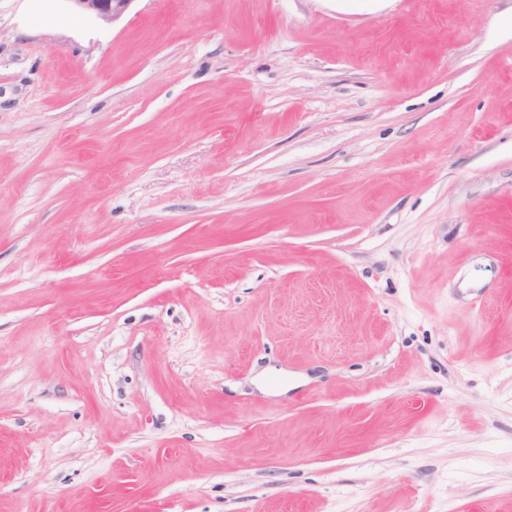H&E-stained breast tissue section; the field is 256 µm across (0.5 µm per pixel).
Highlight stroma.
Returning a JSON list of instances; mask_svg holds the SVG:
<instances>
[{
  "label": "stroma",
  "instance_id": "obj_1",
  "mask_svg": "<svg viewBox=\"0 0 512 512\" xmlns=\"http://www.w3.org/2000/svg\"><path fill=\"white\" fill-rule=\"evenodd\" d=\"M0 512H512V0H0ZM68 2L77 12L113 26L124 17L135 0H68Z\"/></svg>",
  "mask_w": 512,
  "mask_h": 512
}]
</instances>
